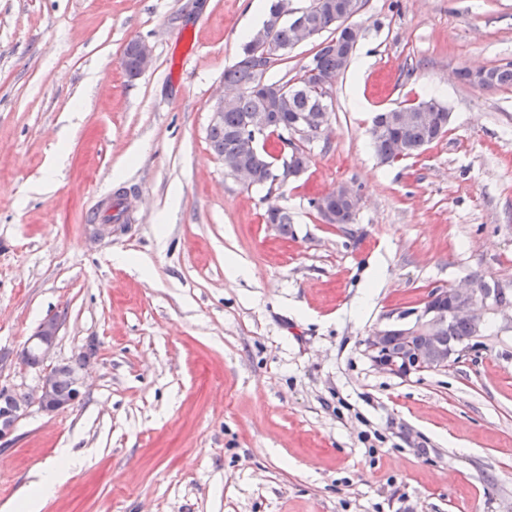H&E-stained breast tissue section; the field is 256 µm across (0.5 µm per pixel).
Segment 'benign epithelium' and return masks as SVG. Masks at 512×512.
I'll return each instance as SVG.
<instances>
[{
	"label": "benign epithelium",
	"instance_id": "benign-epithelium-1",
	"mask_svg": "<svg viewBox=\"0 0 512 512\" xmlns=\"http://www.w3.org/2000/svg\"><path fill=\"white\" fill-rule=\"evenodd\" d=\"M327 124L317 122L313 114L302 113L292 130L291 139L308 140L320 137ZM495 303L494 293L487 295L469 285L455 288H435L428 295L423 307L417 311L415 321L411 324L379 330L366 340V350L374 365L395 377L408 378L426 372L448 368L464 355L461 347H445L439 338L449 330L457 319H466L477 335H482L484 314ZM59 323L47 319L43 321L27 340V345L37 350L44 372L40 374L37 385L27 392L28 406L37 408L46 414L63 412L74 405L85 393L87 371L84 365H75L71 371L63 364L52 362L53 352L58 337ZM422 333L417 345L405 353H391L388 341L395 333L408 338ZM72 378L75 392L70 400L57 402L53 398V384L60 374ZM25 413V408L0 406V442L7 444L14 438L17 423Z\"/></svg>",
	"mask_w": 512,
	"mask_h": 512
}]
</instances>
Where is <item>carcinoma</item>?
<instances>
[{
  "label": "carcinoma",
  "mask_w": 512,
  "mask_h": 512,
  "mask_svg": "<svg viewBox=\"0 0 512 512\" xmlns=\"http://www.w3.org/2000/svg\"><path fill=\"white\" fill-rule=\"evenodd\" d=\"M347 2L349 0H312L310 7L301 13L314 28L323 32L330 30L332 35L324 39L325 46L316 49L298 77L285 82L264 80L266 70L261 68L260 50L267 45L288 50L296 43L294 24L275 19L278 0H270L262 28L247 38L236 63L224 71V83L236 88L238 93L224 98V123L209 127L207 139L216 156L235 159L250 168L254 184L258 186L272 188L275 158L249 143L246 125L255 116H264L268 120L266 133L277 134L290 147L288 175L296 177L305 171L308 155L300 145L291 142L290 131L303 112H312L321 120L329 118V113L322 110L324 103L318 89L323 77L336 78L343 73L352 57L354 33L348 28L339 29L336 23V14ZM488 75L486 87H511L512 62L489 69ZM416 107L425 109L426 118L422 122L398 120L395 108L374 116L370 137L381 163L417 156L446 132L450 120L448 107L434 99L422 100ZM324 199L328 200L337 223H355L357 207L341 196L329 194L313 198L310 207L320 211V202ZM471 336L470 324L458 320L443 336V341L471 348L474 346Z\"/></svg>",
  "instance_id": "carcinoma-1"
}]
</instances>
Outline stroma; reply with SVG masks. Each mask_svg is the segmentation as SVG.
<instances>
[{
    "mask_svg": "<svg viewBox=\"0 0 512 512\" xmlns=\"http://www.w3.org/2000/svg\"><path fill=\"white\" fill-rule=\"evenodd\" d=\"M251 2L0 0V385L35 387L21 352L50 316L55 360L88 370L0 447V507L66 448L43 512H512V87L456 77L512 62V0H363L365 68L271 194L207 141ZM431 96L447 132L381 163L375 113ZM341 183L356 221L324 223L308 201ZM120 188L131 219L96 237ZM470 280L507 301L466 356L373 366L369 336Z\"/></svg>",
    "mask_w": 512,
    "mask_h": 512,
    "instance_id": "35a3bbf8",
    "label": "stroma"
}]
</instances>
